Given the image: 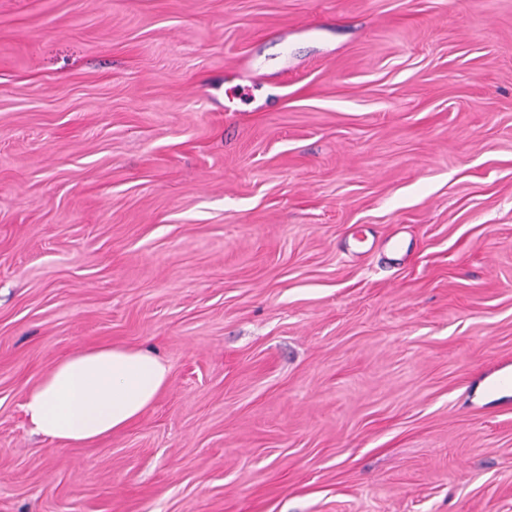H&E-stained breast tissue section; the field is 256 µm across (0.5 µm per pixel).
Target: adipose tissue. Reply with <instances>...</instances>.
I'll list each match as a JSON object with an SVG mask.
<instances>
[{"label":"adipose tissue","instance_id":"ef3b65f1","mask_svg":"<svg viewBox=\"0 0 512 512\" xmlns=\"http://www.w3.org/2000/svg\"><path fill=\"white\" fill-rule=\"evenodd\" d=\"M170 368L149 350L109 343L62 358L24 398L32 432L85 445L139 420L164 391Z\"/></svg>","mask_w":512,"mask_h":512}]
</instances>
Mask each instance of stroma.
Listing matches in <instances>:
<instances>
[{
	"mask_svg": "<svg viewBox=\"0 0 512 512\" xmlns=\"http://www.w3.org/2000/svg\"><path fill=\"white\" fill-rule=\"evenodd\" d=\"M507 373L512 0H0V512H512ZM170 368L149 350L110 343L62 358L24 398L32 432L85 445L139 420L166 388Z\"/></svg>",
	"mask_w": 512,
	"mask_h": 512,
	"instance_id": "obj_1",
	"label": "stroma"
}]
</instances>
